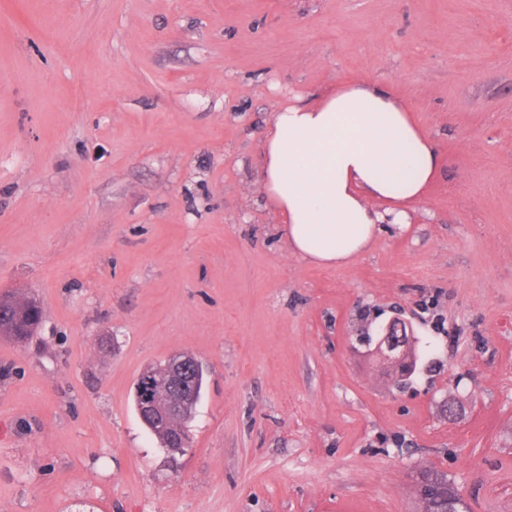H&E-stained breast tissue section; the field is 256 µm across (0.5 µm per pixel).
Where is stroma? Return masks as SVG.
Instances as JSON below:
<instances>
[{
  "label": "stroma",
  "instance_id": "stroma-1",
  "mask_svg": "<svg viewBox=\"0 0 512 512\" xmlns=\"http://www.w3.org/2000/svg\"><path fill=\"white\" fill-rule=\"evenodd\" d=\"M372 80L442 164L430 216L336 268L256 184L269 112ZM0 512H512V0H0ZM416 341L393 389L361 327ZM187 352L170 457L133 407ZM455 399V416L443 411ZM39 303L33 297L12 295L3 303L0 301V335L18 343H26L36 332L40 321L34 310ZM203 372V364L191 354H178L168 359L165 377L166 391H182L189 389L191 380ZM418 512H460L462 500L449 486L448 476L426 470L417 482ZM425 488V492L422 490Z\"/></svg>",
  "mask_w": 512,
  "mask_h": 512
}]
</instances>
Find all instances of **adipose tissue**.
I'll use <instances>...</instances> for the list:
<instances>
[{
  "label": "adipose tissue",
  "instance_id": "ef3b65f1",
  "mask_svg": "<svg viewBox=\"0 0 512 512\" xmlns=\"http://www.w3.org/2000/svg\"><path fill=\"white\" fill-rule=\"evenodd\" d=\"M262 150L259 184L291 252L325 267L368 250L379 225L426 216L441 163L407 106L372 81L294 95L270 113Z\"/></svg>",
  "mask_w": 512,
  "mask_h": 512
}]
</instances>
